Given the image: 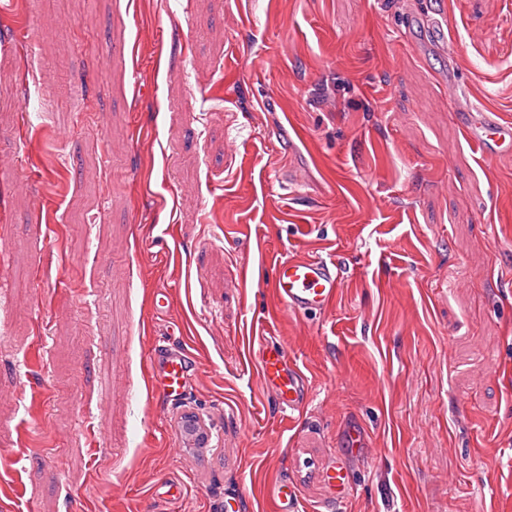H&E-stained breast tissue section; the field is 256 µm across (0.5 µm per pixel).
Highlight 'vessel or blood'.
Segmentation results:
<instances>
[{
    "label": "vessel or blood",
    "mask_w": 512,
    "mask_h": 512,
    "mask_svg": "<svg viewBox=\"0 0 512 512\" xmlns=\"http://www.w3.org/2000/svg\"><path fill=\"white\" fill-rule=\"evenodd\" d=\"M460 121L470 147L480 155L492 154L496 141L512 140L511 123L478 109L462 108ZM341 286L342 277L335 261L290 257L278 261L271 284L280 308L295 315L327 310ZM269 333L267 324L255 325L248 345L250 360L260 383L275 399L279 410L292 415L309 400V380L287 346L269 344ZM147 363L162 400L171 401L181 396L194 367L193 358L185 350L156 345L150 349ZM268 494L276 502L278 512H298L297 493L288 483H274Z\"/></svg>",
    "instance_id": "obj_1"
}]
</instances>
